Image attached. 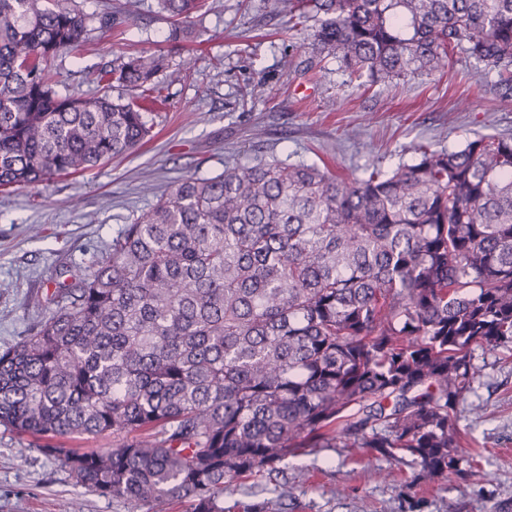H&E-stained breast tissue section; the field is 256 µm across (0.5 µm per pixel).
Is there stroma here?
Segmentation results:
<instances>
[{"label": "stroma", "instance_id": "obj_1", "mask_svg": "<svg viewBox=\"0 0 512 512\" xmlns=\"http://www.w3.org/2000/svg\"><path fill=\"white\" fill-rule=\"evenodd\" d=\"M84 13H112L118 25L91 32L54 61L59 95L95 94L99 78L141 52L167 56L156 80L166 97L149 112L152 137L135 152L75 176L0 191V352L54 309L59 282L81 276L106 255L113 236L187 177L208 178L226 165L279 160L325 164L348 178L368 166L412 163L413 143L457 150L484 135L512 136L511 93L494 69L454 53L433 71L389 84L345 75L335 60L313 59L315 24L289 29L277 0H208L191 20L193 38L169 41L170 21L157 0H79ZM190 69H183L184 58ZM261 84L265 97L245 102L241 91ZM483 377L473 415L457 411L466 451L486 474L466 485L450 477L420 483L404 467L394 481L387 456L367 448H318L288 458V512H512V357L476 351ZM263 481L234 477L224 487V512L275 502ZM129 512L122 502L75 486L61 459L33 438L0 427V512Z\"/></svg>", "mask_w": 512, "mask_h": 512}]
</instances>
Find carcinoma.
<instances>
[{"instance_id":"1","label":"carcinoma","mask_w":512,"mask_h":512,"mask_svg":"<svg viewBox=\"0 0 512 512\" xmlns=\"http://www.w3.org/2000/svg\"><path fill=\"white\" fill-rule=\"evenodd\" d=\"M284 2L350 78L462 52L512 83V0ZM158 5L181 41L207 0ZM113 23L75 0H0L1 188L85 173L150 136L161 53L112 70L136 92L124 103L54 89L57 54ZM413 152L352 180L276 160L183 179L0 354V426L134 512H224L226 478L277 476L308 448L483 481L456 413L481 377L474 351L512 354V137ZM105 434L104 451L58 445Z\"/></svg>"}]
</instances>
